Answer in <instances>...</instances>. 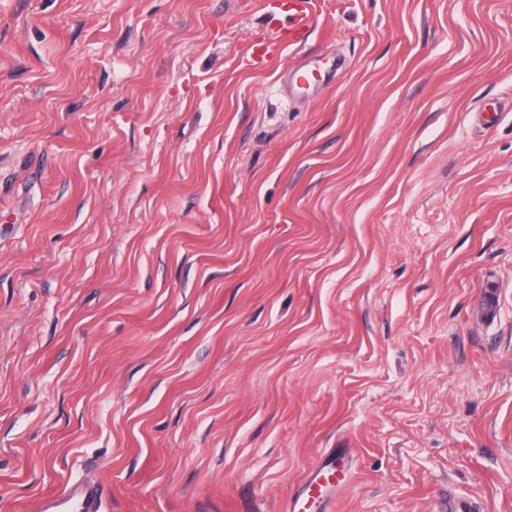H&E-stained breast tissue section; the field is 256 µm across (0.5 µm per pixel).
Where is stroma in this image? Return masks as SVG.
<instances>
[{
    "mask_svg": "<svg viewBox=\"0 0 512 512\" xmlns=\"http://www.w3.org/2000/svg\"><path fill=\"white\" fill-rule=\"evenodd\" d=\"M313 8L0 0V512H512V0ZM269 4L286 18L287 26L272 30L260 44L249 47L248 63L254 70L265 69L267 61L299 44L312 24L311 0H274ZM336 470L334 461L330 460L325 465L312 470L299 485L297 490L288 499L284 508L285 512H299L301 507V500L304 496L319 490L323 481L329 480V476ZM101 497L96 490L83 483H71L56 496L39 502V512H100Z\"/></svg>",
    "mask_w": 512,
    "mask_h": 512,
    "instance_id": "1",
    "label": "stroma"
}]
</instances>
